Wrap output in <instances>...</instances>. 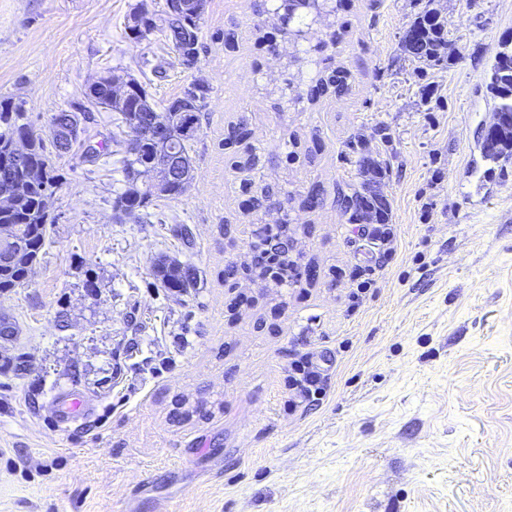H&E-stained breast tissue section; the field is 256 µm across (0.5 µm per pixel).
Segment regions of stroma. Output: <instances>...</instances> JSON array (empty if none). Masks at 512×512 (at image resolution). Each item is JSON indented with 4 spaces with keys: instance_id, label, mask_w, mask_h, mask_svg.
<instances>
[{
    "instance_id": "obj_1",
    "label": "stroma",
    "mask_w": 512,
    "mask_h": 512,
    "mask_svg": "<svg viewBox=\"0 0 512 512\" xmlns=\"http://www.w3.org/2000/svg\"><path fill=\"white\" fill-rule=\"evenodd\" d=\"M142 1L165 6L0 0V100L37 133L109 69L158 102L210 87L194 183L150 214L113 209V113L84 123L106 159L57 160L49 241L28 286L0 293L18 327L0 336V512H512V165L483 198L466 174L512 0H432L451 42L435 67L401 48L422 0L293 16L288 0H207L193 70L161 33L126 36ZM335 69L342 93L310 97ZM239 122L246 145L225 146ZM360 134L387 164L396 254L353 308L370 248L341 195L365 182ZM279 221L298 284L245 268L256 229ZM161 261L193 265L196 286L162 288ZM306 351L327 392L292 410L288 363ZM66 390L92 412L61 430L47 405Z\"/></svg>"
}]
</instances>
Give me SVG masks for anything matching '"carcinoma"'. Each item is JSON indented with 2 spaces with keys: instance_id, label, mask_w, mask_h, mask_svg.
Instances as JSON below:
<instances>
[{
  "instance_id": "obj_1",
  "label": "carcinoma",
  "mask_w": 512,
  "mask_h": 512,
  "mask_svg": "<svg viewBox=\"0 0 512 512\" xmlns=\"http://www.w3.org/2000/svg\"><path fill=\"white\" fill-rule=\"evenodd\" d=\"M435 11L428 5L417 13L409 30L404 37L402 47L406 55L414 61L425 66H437L444 60V53L449 46L445 29L429 23ZM127 35L141 40L158 31L163 33L166 40L172 45L177 62H182L180 42L182 33L174 25L157 26L147 25L138 32H133L130 24H125ZM504 50L497 51L494 61L485 74L484 80L488 93L493 101V111L499 112L512 119V75L495 78V74L504 68L502 57ZM112 71L107 70L100 74L97 81L88 85L83 97L86 105L80 111L86 113L92 108L113 110L111 98ZM194 88L195 103L188 112H174L172 108L180 98L166 104H158L152 109L143 106L142 96L146 93L143 84L131 91L124 106L116 109L119 121L128 126L135 121L143 119L144 115L153 117L174 118L171 128L178 131L175 148L180 158L191 162V153L194 151L200 129L201 112L208 98L210 87L203 81L195 80L191 83ZM20 113L8 100L0 101V172L8 173L12 181L19 184L14 197L13 205L7 210L0 209V226L6 225L11 229L12 236L21 243V251L16 260L0 267V292H7L19 288L27 280L32 266L36 263L47 243V226L52 223L47 209L44 207V196L48 191H55L61 181V173L56 165V155L69 152L77 145L84 149L86 155L93 159L101 156V151L85 144L74 136L71 141L64 144L57 137H50L49 142L55 148L51 152L47 149L45 138L37 135L25 124L17 123ZM28 137V154L25 161L18 165L11 158V145L17 137ZM355 147L361 155L363 168L375 166L384 172L386 167L381 162L369 157L370 147L368 139L360 135L355 140ZM480 150L485 161L500 166L512 160V128L506 127L502 134L493 136L484 134L479 142ZM154 143L149 142L133 153L124 149L123 164L125 170V188L118 196L116 202L119 208L129 210H144L155 200L147 190L138 186V176L143 172V166L149 159ZM29 167H36L42 172V178L35 183L24 181L25 172ZM345 213L349 214V221L358 224L364 219L369 201L365 200L363 192L355 190L345 196ZM161 284L175 292H183L195 286V273L190 266L176 262H163L159 265Z\"/></svg>"
}]
</instances>
